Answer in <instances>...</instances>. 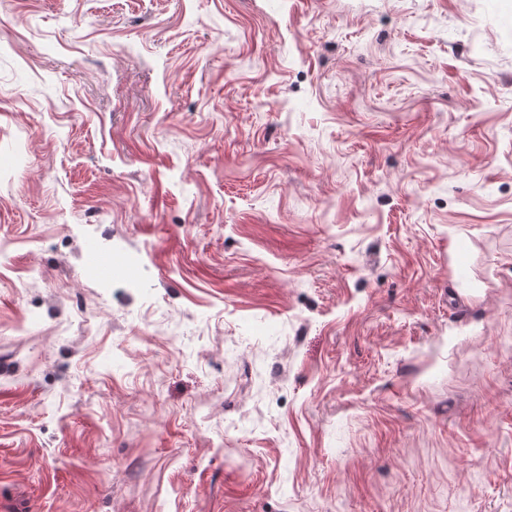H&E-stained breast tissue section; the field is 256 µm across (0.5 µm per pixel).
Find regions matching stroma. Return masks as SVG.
<instances>
[{"instance_id": "1", "label": "stroma", "mask_w": 512, "mask_h": 512, "mask_svg": "<svg viewBox=\"0 0 512 512\" xmlns=\"http://www.w3.org/2000/svg\"><path fill=\"white\" fill-rule=\"evenodd\" d=\"M16 506L512 512V0H0Z\"/></svg>"}]
</instances>
